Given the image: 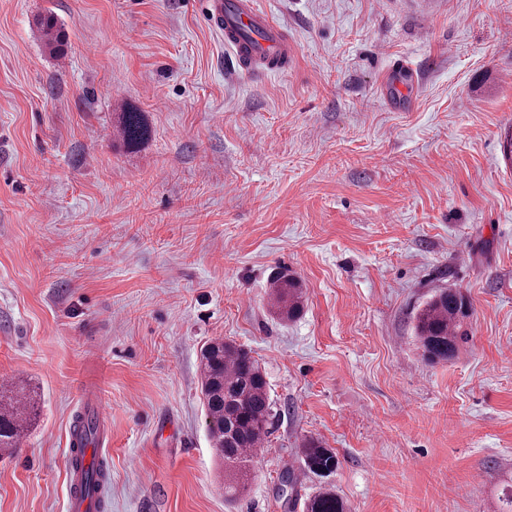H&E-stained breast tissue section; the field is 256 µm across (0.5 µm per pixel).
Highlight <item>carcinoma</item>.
<instances>
[{
	"instance_id": "carcinoma-1",
	"label": "carcinoma",
	"mask_w": 512,
	"mask_h": 512,
	"mask_svg": "<svg viewBox=\"0 0 512 512\" xmlns=\"http://www.w3.org/2000/svg\"><path fill=\"white\" fill-rule=\"evenodd\" d=\"M40 31L47 47L56 52L62 34L55 18L39 19ZM118 127L122 139L133 147L148 133L142 113L126 110L119 113ZM271 302L280 319L288 321L303 308L304 292L300 280L283 269L270 281ZM470 304L454 289L443 288L433 294L417 311L415 338L424 356L431 361L455 355ZM201 393L206 410V427L217 454L224 460V498L233 501L246 489L254 455L272 434L273 400L269 383L258 360L232 341L214 340L200 354ZM37 410L34 395L20 388L12 395L0 394V451L12 453L19 448L30 418ZM99 424L92 415H80L75 435L85 443L93 442ZM300 460L312 473L324 477L337 465L336 454L321 442L310 440L300 450ZM101 469L89 466L82 470V481L96 491L102 487ZM304 512H346L344 501L331 488L322 487L307 498Z\"/></svg>"
}]
</instances>
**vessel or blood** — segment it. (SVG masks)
Returning a JSON list of instances; mask_svg holds the SVG:
<instances>
[{
  "mask_svg": "<svg viewBox=\"0 0 512 512\" xmlns=\"http://www.w3.org/2000/svg\"><path fill=\"white\" fill-rule=\"evenodd\" d=\"M208 25L224 37L225 47L242 69L270 72L284 68L294 49L281 28L269 15L259 11L253 0H200ZM107 435H100L97 447L81 448L79 440H71L70 459L90 465L105 459ZM80 474L71 471L68 483L69 512H90L95 492L80 489Z\"/></svg>",
  "mask_w": 512,
  "mask_h": 512,
  "instance_id": "1",
  "label": "vessel or blood"
}]
</instances>
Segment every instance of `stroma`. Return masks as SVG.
<instances>
[{
	"label": "stroma",
	"instance_id": "obj_1",
	"mask_svg": "<svg viewBox=\"0 0 512 512\" xmlns=\"http://www.w3.org/2000/svg\"><path fill=\"white\" fill-rule=\"evenodd\" d=\"M292 66L235 74L197 0H0V384L37 393L0 512H67L104 402V512H498L512 480V0H256ZM52 14L60 52L37 19ZM417 92L393 108L390 62ZM143 113L128 146L116 116ZM289 269L305 303L268 304ZM470 302L429 361L414 316ZM251 350L280 414L224 500L199 356ZM319 440L328 477L301 465ZM292 483L283 486V475ZM271 304L281 320L288 321L296 317L303 308L304 292L300 280L283 269L270 281ZM469 310L466 298L448 288L437 291L418 309L414 333L424 356L442 361L455 355ZM300 460L304 467L320 477L328 476L338 465L336 454L315 440H309L301 448ZM305 512H346L344 501L331 488L321 487L307 498Z\"/></svg>",
	"mask_w": 512,
	"mask_h": 512
}]
</instances>
